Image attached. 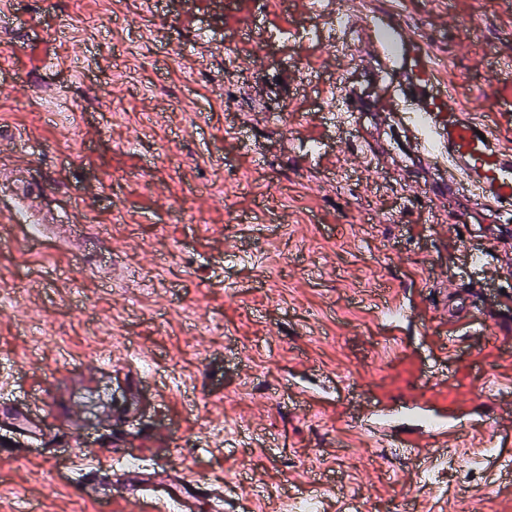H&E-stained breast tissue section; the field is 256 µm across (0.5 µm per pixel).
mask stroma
Masks as SVG:
<instances>
[{
  "label": "stroma",
  "instance_id": "35a3bbf8",
  "mask_svg": "<svg viewBox=\"0 0 512 512\" xmlns=\"http://www.w3.org/2000/svg\"><path fill=\"white\" fill-rule=\"evenodd\" d=\"M340 12L512 149V0H0V399L49 415L0 512H154L51 470L76 440L205 475L195 512H512V216L412 161Z\"/></svg>",
  "mask_w": 512,
  "mask_h": 512
}]
</instances>
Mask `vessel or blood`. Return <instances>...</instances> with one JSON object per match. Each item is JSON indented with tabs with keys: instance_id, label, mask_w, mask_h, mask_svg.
I'll use <instances>...</instances> for the list:
<instances>
[{
	"instance_id": "b4317fda",
	"label": "vessel or blood",
	"mask_w": 512,
	"mask_h": 512,
	"mask_svg": "<svg viewBox=\"0 0 512 512\" xmlns=\"http://www.w3.org/2000/svg\"><path fill=\"white\" fill-rule=\"evenodd\" d=\"M354 26L365 32L385 73L403 85L401 97L380 99L376 109L403 113L420 153L448 170L449 187H470L488 207L512 202V151L485 135L484 124L467 113L455 85L436 79L430 55L405 35L397 19L368 15Z\"/></svg>"
}]
</instances>
